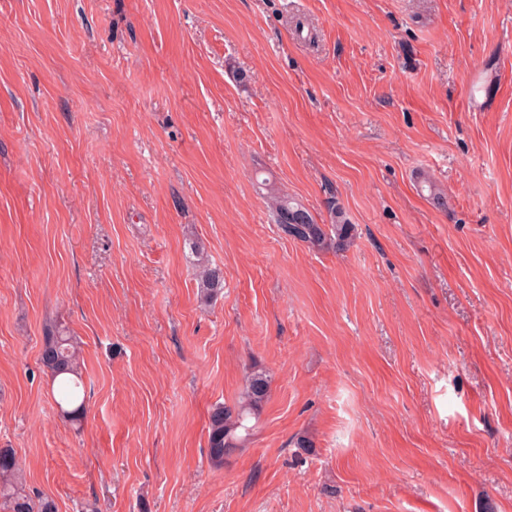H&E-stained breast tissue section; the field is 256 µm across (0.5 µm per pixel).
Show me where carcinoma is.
I'll return each instance as SVG.
<instances>
[{"label": "carcinoma", "mask_w": 512, "mask_h": 512, "mask_svg": "<svg viewBox=\"0 0 512 512\" xmlns=\"http://www.w3.org/2000/svg\"><path fill=\"white\" fill-rule=\"evenodd\" d=\"M273 221L286 237L323 249L331 245L345 250L352 241V225L344 219L340 208L331 209L332 224L326 226L295 199L274 193L271 195ZM198 288L207 300L217 297L224 288L220 267L210 263L199 265ZM42 366L54 378H62L59 399L61 416L69 422H79L84 416V383L79 346L75 337L58 327L44 336ZM271 376L262 369L247 373L238 399L231 404L216 405L209 416L207 456L211 465L220 470L224 460L243 448L250 440L256 420L270 394ZM0 512H57L53 500L36 497L26 490L22 468L11 448H0Z\"/></svg>", "instance_id": "obj_1"}]
</instances>
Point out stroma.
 Here are the masks:
<instances>
[{"mask_svg":"<svg viewBox=\"0 0 512 512\" xmlns=\"http://www.w3.org/2000/svg\"><path fill=\"white\" fill-rule=\"evenodd\" d=\"M0 448L58 512H512V0H0ZM270 205L274 223L288 238L317 249L336 245V251H343L351 244L352 224L344 219L339 207L331 209L333 217L329 233L326 224H318L315 217L291 197L273 193ZM198 288L207 300L217 297L224 288V275L220 267L201 263L197 274ZM41 363L52 377L62 378L56 400L61 416L72 423L80 422L85 412L84 383L76 338L64 329L53 327L44 336ZM271 376L262 369L247 373L243 389L232 404L216 405L209 416L207 456L211 465L223 469L224 460L244 448L270 394ZM254 419L255 423L248 425Z\"/></svg>","mask_w":512,"mask_h":512,"instance_id":"obj_1","label":"stroma"}]
</instances>
